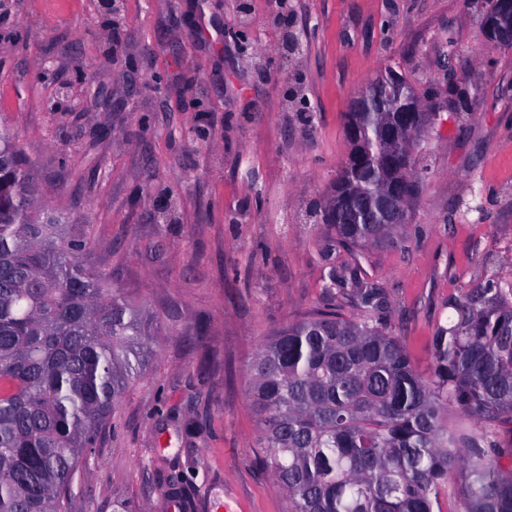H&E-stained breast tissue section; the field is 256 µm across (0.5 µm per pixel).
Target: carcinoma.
Instances as JSON below:
<instances>
[{
	"instance_id": "cac0c4a2",
	"label": "carcinoma",
	"mask_w": 512,
	"mask_h": 512,
	"mask_svg": "<svg viewBox=\"0 0 512 512\" xmlns=\"http://www.w3.org/2000/svg\"><path fill=\"white\" fill-rule=\"evenodd\" d=\"M480 16L487 41L501 45ZM391 95L415 91L395 69ZM372 98L349 113L350 149L321 221L354 247L395 242L377 220L383 188L418 171L429 134L386 144ZM89 229L39 197L18 136L0 125V512H72V486L100 430L154 354L152 322L86 261ZM348 294L368 320L320 311L260 344L249 371L258 462L288 512H512V280L490 279L451 304L433 338L432 372L413 367L380 314L372 282ZM456 411L479 425L448 426Z\"/></svg>"
}]
</instances>
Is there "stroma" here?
<instances>
[{
  "label": "stroma",
  "instance_id": "1",
  "mask_svg": "<svg viewBox=\"0 0 512 512\" xmlns=\"http://www.w3.org/2000/svg\"><path fill=\"white\" fill-rule=\"evenodd\" d=\"M487 0H0V123L46 202L89 226L88 264L155 332L75 479V512H287L257 463L248 369L262 340L339 307L330 273L387 296L428 374L450 300L512 279V47ZM308 29L285 57L288 31ZM449 120L396 243L312 217L349 151L354 92L385 68ZM474 83L459 107L449 86Z\"/></svg>",
  "mask_w": 512,
  "mask_h": 512
}]
</instances>
